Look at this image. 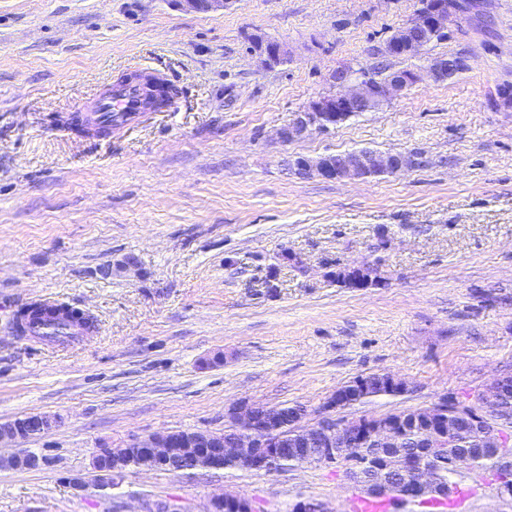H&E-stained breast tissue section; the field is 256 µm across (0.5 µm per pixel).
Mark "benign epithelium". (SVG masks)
I'll use <instances>...</instances> for the list:
<instances>
[{
  "label": "benign epithelium",
  "instance_id": "benign-epithelium-1",
  "mask_svg": "<svg viewBox=\"0 0 512 512\" xmlns=\"http://www.w3.org/2000/svg\"><path fill=\"white\" fill-rule=\"evenodd\" d=\"M227 0H177L183 8L211 11L224 7ZM464 13L460 0H421L415 18L399 27L387 41V56H412L420 52L448 29V23ZM260 56L280 61L288 56V48L279 42L264 41ZM465 60L458 56L439 57L429 67L436 81H447L462 72ZM341 90L334 96L311 101L304 109L290 115L279 131L284 142L303 137L312 130L326 131L359 112H369L397 98L419 76L410 70H395L377 80L368 78L357 85L348 84V72L336 71ZM415 165L408 152H381L363 148L355 151L326 154L318 158L298 156L287 162L298 178L317 175L329 180H367L405 172ZM361 288L377 283L373 268L363 263L346 268ZM501 378H495L477 396L473 406L450 395L438 403L415 412L413 423L421 425V450L411 459L395 452L403 439L406 417H360L354 420L336 418L331 412L362 400L360 384L349 383L336 391L326 405L329 414L314 424L303 422L305 410L296 407L290 415L281 407H269L242 401L230 409L229 425L222 432L194 429L154 433L134 438L119 448H101L97 460L110 463L97 468L98 478L90 485L76 476L70 484L76 490L89 487L105 490L112 487V478L121 475L130 465L153 469L173 465L175 471L220 469L224 460L232 459L256 471H272L283 455L293 453L298 463L330 464L336 460V449L345 447L383 448L386 453L369 457L364 471L352 476L366 493L376 496L387 492V476L401 472L404 480L397 489L404 502L417 503L425 492L436 487L434 461L447 452L454 441L463 449L449 461L455 471L471 468L473 452L488 448L492 452L501 483L512 477V413L500 403ZM55 419L45 414L24 415L0 424V447L41 435L50 430ZM49 460L35 453L0 454V469L39 470ZM206 512H252L248 499L235 494L211 497Z\"/></svg>",
  "mask_w": 512,
  "mask_h": 512
}]
</instances>
